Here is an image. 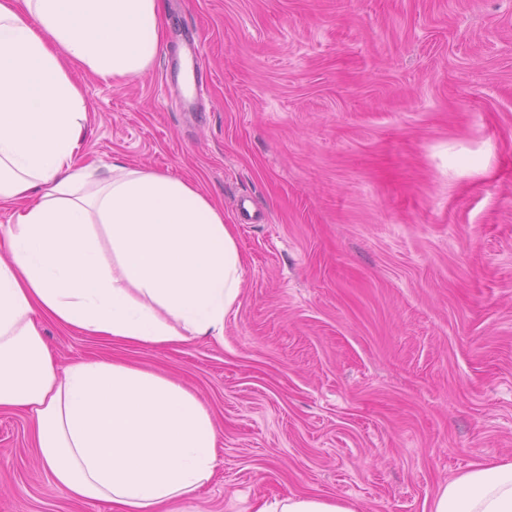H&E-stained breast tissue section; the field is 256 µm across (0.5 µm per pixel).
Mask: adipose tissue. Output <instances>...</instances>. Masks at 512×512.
Listing matches in <instances>:
<instances>
[{
    "label": "adipose tissue",
    "mask_w": 512,
    "mask_h": 512,
    "mask_svg": "<svg viewBox=\"0 0 512 512\" xmlns=\"http://www.w3.org/2000/svg\"><path fill=\"white\" fill-rule=\"evenodd\" d=\"M162 0H0V410L29 417L43 466L80 502L176 512L217 465V424L182 383L115 359L58 368L44 318L140 347L224 339L243 257L192 181L81 158L92 107L71 76L145 74ZM255 512H355L320 495ZM431 512H512V460L449 481Z\"/></svg>",
    "instance_id": "1"
}]
</instances>
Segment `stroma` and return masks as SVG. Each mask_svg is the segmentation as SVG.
I'll use <instances>...</instances> for the list:
<instances>
[{
	"mask_svg": "<svg viewBox=\"0 0 512 512\" xmlns=\"http://www.w3.org/2000/svg\"><path fill=\"white\" fill-rule=\"evenodd\" d=\"M163 3L144 76L76 71L84 152L223 204L242 293L220 343L41 320L56 364L122 359L200 397L217 467L181 512L294 494L430 512L482 457L512 459V0ZM194 42L201 101L182 89ZM0 512L113 509L58 489L28 418L0 411Z\"/></svg>",
	"mask_w": 512,
	"mask_h": 512,
	"instance_id": "obj_1",
	"label": "stroma"
}]
</instances>
